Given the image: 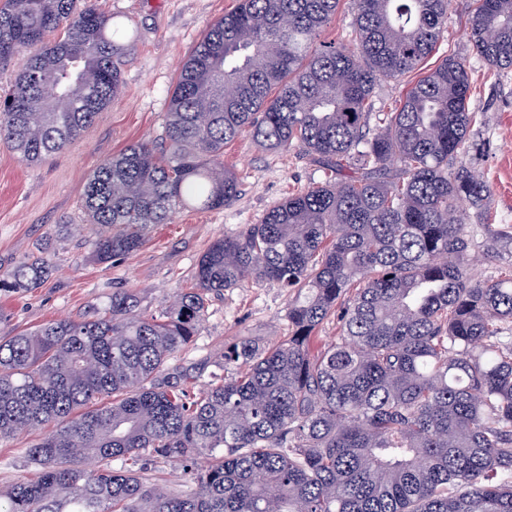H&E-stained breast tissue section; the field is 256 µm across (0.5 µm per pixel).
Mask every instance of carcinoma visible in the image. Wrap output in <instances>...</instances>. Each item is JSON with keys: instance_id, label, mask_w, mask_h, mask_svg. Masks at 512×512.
Instances as JSON below:
<instances>
[{"instance_id": "cac0c4a2", "label": "carcinoma", "mask_w": 512, "mask_h": 512, "mask_svg": "<svg viewBox=\"0 0 512 512\" xmlns=\"http://www.w3.org/2000/svg\"><path fill=\"white\" fill-rule=\"evenodd\" d=\"M339 0H237L178 70L168 151L141 141L93 169L83 221L100 263L127 256L181 209L239 194L224 146L242 132L298 149L324 182L259 224L217 239L191 286L153 313L129 290L90 319L0 339V441L36 480L0 492V512H512V267L471 268L465 205L489 184L462 164L481 120L463 61L422 65L451 0H353L346 45L321 39ZM469 37L512 68V0H475ZM124 31L76 0H0V63L19 59L0 141L27 165L66 149L122 89ZM399 107L373 111L380 79L415 72ZM49 245L0 274L37 288ZM288 297V335L224 344V375L197 394L200 363L170 361L208 302L245 282ZM336 319L340 336L318 343ZM196 488L149 483L143 454Z\"/></svg>"}]
</instances>
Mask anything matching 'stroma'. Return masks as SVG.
<instances>
[{
  "label": "stroma",
  "mask_w": 512,
  "mask_h": 512,
  "mask_svg": "<svg viewBox=\"0 0 512 512\" xmlns=\"http://www.w3.org/2000/svg\"><path fill=\"white\" fill-rule=\"evenodd\" d=\"M128 33L123 88L105 113L68 150L27 165L0 143V271L27 259L42 239L51 241L54 274L37 288L0 292V338L52 320L90 318L113 289L129 288L143 309L173 302L188 286L191 269L214 240L260 223L278 202L320 183L322 169L298 150L266 151L249 134L224 148L225 168L235 172L240 195L220 210H180L173 223L157 225L135 253L109 264L90 257L100 227L83 223L81 198L89 172L124 147L148 140L167 147L164 134L178 69L210 24L237 0H92ZM473 0H451L448 29L427 61L462 60L471 75V107L483 115L470 136L465 165L491 186L480 208H468L475 247L474 271L490 277L512 264V70L495 71L476 54L468 35ZM71 224L62 235L59 225ZM288 299L274 282H250L212 298L199 336L179 353L220 372L224 344L238 336L275 339L286 325ZM40 436L24 429L0 442V491L34 479L25 450Z\"/></svg>",
  "instance_id": "stroma-1"
}]
</instances>
